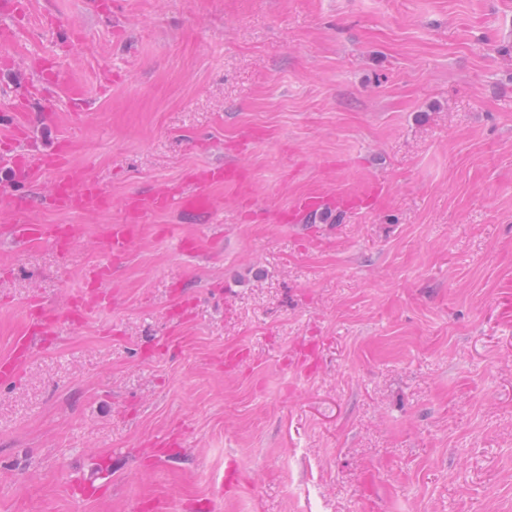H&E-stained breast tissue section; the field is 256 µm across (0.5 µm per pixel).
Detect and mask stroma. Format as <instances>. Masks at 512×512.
<instances>
[{
  "instance_id": "1",
  "label": "stroma",
  "mask_w": 512,
  "mask_h": 512,
  "mask_svg": "<svg viewBox=\"0 0 512 512\" xmlns=\"http://www.w3.org/2000/svg\"><path fill=\"white\" fill-rule=\"evenodd\" d=\"M68 17L72 43L23 33L14 71L62 55L65 91L39 147L107 187L111 211L35 206L37 224H78L68 256L16 245L0 223V357L39 295L67 311L102 262V229L130 190L193 166L248 168L254 219L233 189L209 222L156 213L110 284L114 308L61 324L19 380L0 385V512H133L167 492L217 498L224 466L243 480L219 512H512V0H29ZM117 74L105 94L95 76ZM263 130L248 151L236 146ZM381 187L363 213L279 224L307 193ZM197 239L187 256L175 236ZM192 298L176 353L148 354ZM321 346L309 371L299 342ZM244 348L239 369L212 361ZM186 448L145 462L175 423ZM103 495L69 483L100 470Z\"/></svg>"
}]
</instances>
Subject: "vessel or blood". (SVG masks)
<instances>
[{
    "mask_svg": "<svg viewBox=\"0 0 512 512\" xmlns=\"http://www.w3.org/2000/svg\"><path fill=\"white\" fill-rule=\"evenodd\" d=\"M25 8L24 0H8L6 6L0 8V14L7 17L6 22L0 24V67L11 68L8 49L18 36L8 18L21 14ZM58 87L57 70L46 58L31 57L24 69L23 83L12 96L5 114L9 138L0 144V167L11 178L14 189L0 195V208L11 214V238L19 244L39 240L56 248L63 244L74 245L82 237V228L77 224H35L27 219L26 214L36 200L22 193L21 188L34 177L48 176L49 182L41 199L57 211L94 215L110 210L113 204L111 192L90 178L84 167L72 163L68 139L57 140L45 149L34 145L28 104L33 100L45 101L40 121L45 126H52L55 114L48 101ZM217 184L234 187L243 197L249 193L245 171L235 162L194 167L184 173L180 183H161L146 193L138 190L127 192L121 202L122 222L110 225L103 238L102 249L107 260L86 272L68 312L59 313L40 296L29 299L25 330L15 338L9 355L0 359V384L14 382L35 348L44 344L47 338L57 336L62 322L79 324L90 313L115 306L117 298L107 292L106 287L119 264L129 255L140 224L150 214L175 210L193 216H211L219 207L211 192ZM377 193V186L371 184L357 195L313 193L301 196L287 209L277 212L275 220L280 224H299L312 217L326 219L338 214L356 213L368 208ZM189 308V301L183 298L169 311L171 329L167 336L155 341L156 349L177 350L178 328L186 319ZM186 433L183 425H175L153 438L149 446L158 458L175 453L176 449L185 447Z\"/></svg>",
    "mask_w": 512,
    "mask_h": 512,
    "instance_id": "1",
    "label": "vessel or blood"
}]
</instances>
